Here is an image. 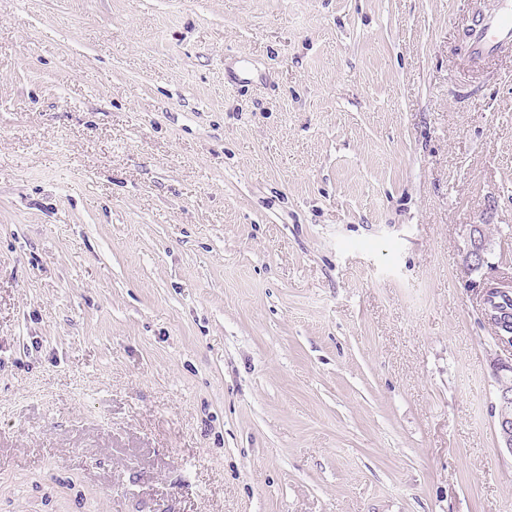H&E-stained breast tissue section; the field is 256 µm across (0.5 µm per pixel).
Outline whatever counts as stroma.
<instances>
[{"instance_id": "1", "label": "stroma", "mask_w": 512, "mask_h": 512, "mask_svg": "<svg viewBox=\"0 0 512 512\" xmlns=\"http://www.w3.org/2000/svg\"><path fill=\"white\" fill-rule=\"evenodd\" d=\"M474 3L0 0V512H512ZM481 227L480 224L471 226L469 245L463 257L465 265L473 271L481 269L486 264L487 256L491 252L492 244L480 234ZM493 367L498 380L497 431L506 448L512 452V388L509 390L507 379H512V360L510 364L497 360Z\"/></svg>"}]
</instances>
